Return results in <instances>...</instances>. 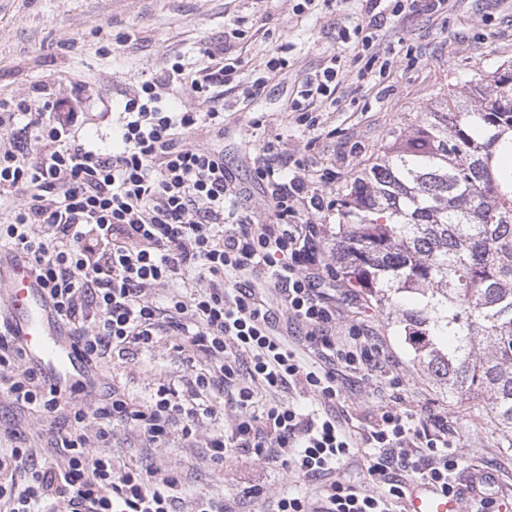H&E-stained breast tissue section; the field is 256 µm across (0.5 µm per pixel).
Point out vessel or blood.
Instances as JSON below:
<instances>
[{
	"label": "vessel or blood",
	"mask_w": 512,
	"mask_h": 512,
	"mask_svg": "<svg viewBox=\"0 0 512 512\" xmlns=\"http://www.w3.org/2000/svg\"><path fill=\"white\" fill-rule=\"evenodd\" d=\"M0 315L24 357L59 391L86 383L93 372L75 350L73 339L54 315L53 306L28 258L0 262ZM405 512H460L457 500L432 486L410 489Z\"/></svg>",
	"instance_id": "1"
}]
</instances>
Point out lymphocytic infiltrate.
Returning a JSON list of instances; mask_svg holds the SVG:
<instances>
[{"mask_svg": "<svg viewBox=\"0 0 512 512\" xmlns=\"http://www.w3.org/2000/svg\"><path fill=\"white\" fill-rule=\"evenodd\" d=\"M378 31L377 24L358 21L338 37L366 70L383 72L390 59L371 51ZM199 53L206 66L195 69L177 58L167 80L145 77L123 91L112 120L114 141L105 146L84 133L79 85L66 97L41 87L22 98L0 95V210L6 213L0 252L30 258L57 318L95 366L106 365L113 352L181 337L204 364L198 390L227 395L240 410L228 431L208 440L212 463L223 464L228 449L241 448L269 464L329 476L317 500L289 493L274 500L271 512H392L411 481L460 495L463 457L447 433L430 436L388 406L371 415L359 451L337 418V368L374 371L387 357L382 342L360 327L345 338L333 332L336 307L324 291L332 266L319 247L318 225L334 211L333 196L267 143L254 170L269 217L240 212L243 191L220 146L222 88L232 68L224 46L206 44ZM341 63L331 55L303 80L291 108L307 127L319 123L313 104L335 94ZM177 92L188 103L172 105ZM199 130L208 142H192ZM302 201L313 220L301 227ZM247 275L275 290L321 367L301 364L271 309L244 283ZM159 288L169 291L162 306L153 297ZM256 383L302 385L320 406L305 412L282 402L253 415ZM0 394L65 422L56 438L63 452L58 465L36 466L35 448H0V512H177L176 470L115 468L108 447L118 426L156 446L176 433L195 439L204 413L194 398L162 384L137 405L111 389L86 411L26 364L4 324ZM357 453L384 492L370 494L336 478L342 462Z\"/></svg>", "mask_w": 512, "mask_h": 512, "instance_id": "f902f5d3", "label": "lymphocytic infiltrate"}]
</instances>
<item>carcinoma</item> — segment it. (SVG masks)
Instances as JSON below:
<instances>
[{"label":"carcinoma","instance_id":"1","mask_svg":"<svg viewBox=\"0 0 512 512\" xmlns=\"http://www.w3.org/2000/svg\"><path fill=\"white\" fill-rule=\"evenodd\" d=\"M467 83L337 190L327 249L417 365L482 398L512 448V64Z\"/></svg>","mask_w":512,"mask_h":512}]
</instances>
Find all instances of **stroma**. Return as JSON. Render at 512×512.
<instances>
[{"instance_id": "obj_1", "label": "stroma", "mask_w": 512, "mask_h": 512, "mask_svg": "<svg viewBox=\"0 0 512 512\" xmlns=\"http://www.w3.org/2000/svg\"><path fill=\"white\" fill-rule=\"evenodd\" d=\"M296 0H0V91L19 97L40 84L68 93L69 81L82 82L89 133L110 140L112 119L124 90L142 75L164 79L168 59L181 55L200 63L203 43L231 45L235 68L227 100L238 88L263 76L267 52L285 46L288 62L270 80L262 96L224 114V163L239 177L244 205L262 200L253 159L264 143L278 142L281 151L304 165L316 187L328 176L337 185L358 176L380 158L392 133L407 131L422 113L445 105L449 92L466 96V77L496 62L512 61V0H450L447 12L429 13L424 6L388 18L384 35L374 50H395V64L383 75L363 74V61L345 57L344 73L335 103H323L316 130L301 125L288 111L299 82L317 70L325 58L340 52L338 31L352 25L359 0L347 7H318L294 16ZM133 41H122L124 33ZM256 137H249L252 122ZM359 325L382 337L397 364L393 372L372 374L337 370L340 398L336 414L352 436L367 425L365 415L389 403L394 393L403 397L402 409L420 428L437 433L447 425L465 458L461 484L475 473H491L493 497L512 501V448L501 445V432L491 425L481 402L457 408L447 393L413 362L407 338L372 306L362 289L336 283V333L346 336ZM181 340L166 336L149 349H133L113 357L103 369L107 385L137 403L149 401L158 385L175 386L179 393H197V367L189 362ZM401 388H392L391 377ZM198 402L211 408L194 442L173 434L162 448L149 447L143 436L117 427L111 440L114 464L123 469L153 466L175 469L181 475L177 494L181 512H191L200 498L225 502L230 512H266L270 501L290 491L316 498L326 479L301 475L264 464L233 448L223 465L212 464L208 438L231 426L238 410L214 392L197 393ZM49 423L39 413L11 403L0 394V433L11 435L12 445L46 448ZM254 486L258 495H244Z\"/></svg>"}]
</instances>
